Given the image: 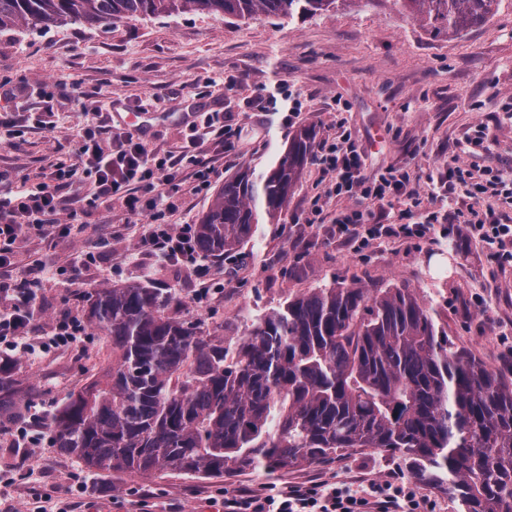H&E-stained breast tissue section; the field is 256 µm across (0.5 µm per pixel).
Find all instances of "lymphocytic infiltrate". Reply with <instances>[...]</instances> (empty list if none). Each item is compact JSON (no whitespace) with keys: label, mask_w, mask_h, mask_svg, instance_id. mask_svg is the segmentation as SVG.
Returning a JSON list of instances; mask_svg holds the SVG:
<instances>
[{"label":"lymphocytic infiltrate","mask_w":512,"mask_h":512,"mask_svg":"<svg viewBox=\"0 0 512 512\" xmlns=\"http://www.w3.org/2000/svg\"><path fill=\"white\" fill-rule=\"evenodd\" d=\"M224 117L214 113L194 130L180 155H158L144 143L118 132L102 134L99 127L82 128L80 144L71 154L56 158L41 183L20 190L0 189V296L10 300L9 308L0 309V349L33 358L48 348L71 346L84 333L75 317L57 321L52 336L36 339L37 328L29 312L32 287L59 276H76L93 265L96 254L82 250L64 264L49 265L34 261L24 281L12 275V256L16 241L23 237L51 240L68 232L90 207H111L120 202L128 216L148 217L149 223L140 240L141 246L160 252L164 257L195 261L198 247L190 225L169 223L177 205L179 167L182 161L195 164L198 189H205L212 174L201 161L210 135H223ZM317 159L332 179L336 195L353 199L354 204L337 213L333 222L341 236H364L373 240L389 236L426 241L438 217L427 214L424 220L408 224H376L370 209L360 208V201L372 206H389L407 199L416 200L418 192L406 169H390L371 175L363 152L350 134L337 136L333 143H321ZM468 179L465 207L448 215L452 224L466 225L470 236L487 244L505 247L512 241V225L498 209L487 205L484 197L497 193L503 184L500 171L486 169L465 173L459 157H449L445 164V184ZM423 502L402 477L382 481L319 483L285 488L275 495L262 496L242 490L225 497L224 512H422Z\"/></svg>","instance_id":"f902f5d3"}]
</instances>
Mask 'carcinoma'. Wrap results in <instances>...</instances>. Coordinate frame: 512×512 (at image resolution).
Listing matches in <instances>:
<instances>
[{
  "instance_id": "cac0c4a2",
  "label": "carcinoma",
  "mask_w": 512,
  "mask_h": 512,
  "mask_svg": "<svg viewBox=\"0 0 512 512\" xmlns=\"http://www.w3.org/2000/svg\"><path fill=\"white\" fill-rule=\"evenodd\" d=\"M378 0H0V30L67 21L112 25L197 9L239 17L315 14ZM499 0H393L449 34L485 21ZM314 133L303 127L273 164L249 165L196 225L220 262L255 227L279 220ZM148 284L90 292L88 322L112 343V368L46 425L50 444L99 472L277 470L373 450L402 461L460 512H512V380L457 347L407 287L333 283L252 321L234 346L169 311ZM23 395L0 378V427Z\"/></svg>"
}]
</instances>
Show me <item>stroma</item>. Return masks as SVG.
Here are the masks:
<instances>
[{
	"mask_svg": "<svg viewBox=\"0 0 512 512\" xmlns=\"http://www.w3.org/2000/svg\"><path fill=\"white\" fill-rule=\"evenodd\" d=\"M76 79L82 99L58 87ZM0 113L14 116L0 129V172L37 183L50 160V140L71 143L77 126L95 124L129 133L159 154L180 153L208 113L224 115L230 146L209 141L211 187L194 193L193 168L183 164L178 224H195L224 181L243 165L265 169L297 129L316 142L350 133L381 174L407 169L420 194L449 154L465 169L512 171V0L459 36L439 34L407 19L391 0L298 15L235 17L183 10L142 16L111 26L68 21L50 27L0 31ZM292 92L302 109L258 112L261 94ZM52 121L51 130L38 121ZM485 147L468 143L477 130ZM331 179L309 162L278 223L258 225L253 238L224 261H171L139 248L141 221H127L120 205L89 210L82 225L52 242L20 239L16 277L32 261H64L94 244L96 266L77 284L50 282L37 291L34 322L49 332L56 318H86L100 273L115 286L151 283L172 293L182 318L233 342L252 321L288 298L335 282L408 287L433 310L456 345L512 379V261L492 258L486 242L460 226L434 224L429 242L380 238L363 248L339 238L330 219L349 207L329 196ZM322 208L327 221L306 223ZM9 375L37 417L31 438L0 432V512H224V499L243 488L274 495L310 481L383 480L404 474L401 461L379 452L346 453L329 463L224 478L178 473L96 474L52 447L42 424L72 393L104 378L112 347L98 331L83 343L28 361L7 358Z\"/></svg>",
	"mask_w": 512,
	"mask_h": 512,
	"instance_id": "35a3bbf8",
	"label": "stroma"
}]
</instances>
